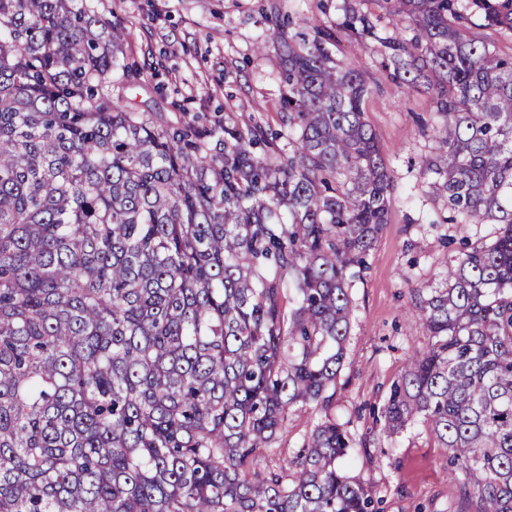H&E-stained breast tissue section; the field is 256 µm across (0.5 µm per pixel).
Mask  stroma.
Listing matches in <instances>:
<instances>
[{
    "label": "stroma",
    "mask_w": 512,
    "mask_h": 512,
    "mask_svg": "<svg viewBox=\"0 0 512 512\" xmlns=\"http://www.w3.org/2000/svg\"><path fill=\"white\" fill-rule=\"evenodd\" d=\"M101 15L125 29L114 94L126 109L192 119L215 128L256 122L288 141L283 121L281 61L267 22L292 15L309 31L314 17L342 20V0H94ZM337 58L367 72L373 89L366 119L377 135L394 180L389 219L367 255V269L350 293L354 305L347 354L333 411L347 420L355 442L353 475L382 502L383 512H455L458 484L446 449L422 427L392 435L379 415L405 369L408 345H424L425 331L409 314L412 288L439 280L451 257L442 239L473 235L448 224L446 200L430 168L437 158L440 118L429 95L399 88L381 62L379 44L342 40Z\"/></svg>",
    "instance_id": "stroma-1"
}]
</instances>
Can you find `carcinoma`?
<instances>
[{
	"label": "carcinoma",
	"instance_id": "carcinoma-1",
	"mask_svg": "<svg viewBox=\"0 0 512 512\" xmlns=\"http://www.w3.org/2000/svg\"><path fill=\"white\" fill-rule=\"evenodd\" d=\"M310 42L277 22L288 149L112 96L124 33L89 0H0V512H380L330 414L350 287L393 178L365 118L379 42L443 119L433 173L477 241L413 289L428 343L384 405L512 512V0H375ZM494 240L483 243L482 226ZM325 413L279 459L290 416Z\"/></svg>",
	"mask_w": 512,
	"mask_h": 512
}]
</instances>
